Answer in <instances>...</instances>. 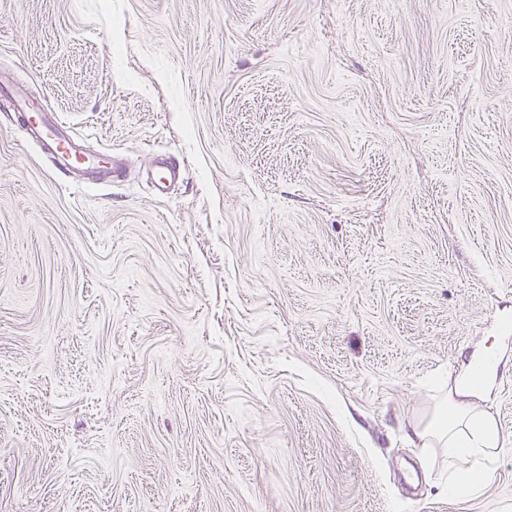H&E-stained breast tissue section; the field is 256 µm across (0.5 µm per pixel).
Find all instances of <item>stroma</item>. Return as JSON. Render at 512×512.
I'll return each mask as SVG.
<instances>
[{
	"mask_svg": "<svg viewBox=\"0 0 512 512\" xmlns=\"http://www.w3.org/2000/svg\"><path fill=\"white\" fill-rule=\"evenodd\" d=\"M0 512H512V0H0ZM182 170L156 196L155 154ZM10 100L14 112L25 116L22 132L40 144L53 167L72 178L79 186L97 184L104 179L121 181L124 170L112 155L91 154L84 139L56 112H49L43 102L27 94L23 86L0 83V97ZM469 397L466 386L448 388L446 407L428 425L413 427V434L423 447L434 439L448 457V468L464 474L476 488L487 480V472L476 465V459L504 448L505 438L494 418L473 410Z\"/></svg>",
	"mask_w": 512,
	"mask_h": 512,
	"instance_id": "obj_1",
	"label": "stroma"
}]
</instances>
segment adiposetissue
<instances>
[{"mask_svg":"<svg viewBox=\"0 0 512 512\" xmlns=\"http://www.w3.org/2000/svg\"><path fill=\"white\" fill-rule=\"evenodd\" d=\"M468 387H450L445 408L425 426H415L413 434L422 443L437 442L448 457V465L464 474L470 486L487 480L476 460L501 450L505 438L499 423L485 413L473 410Z\"/></svg>","mask_w":512,"mask_h":512,"instance_id":"1","label":"adipose tissue"}]
</instances>
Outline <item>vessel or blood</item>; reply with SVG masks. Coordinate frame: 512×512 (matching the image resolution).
Here are the masks:
<instances>
[{
  "label": "vessel or blood",
  "instance_id": "1",
  "mask_svg": "<svg viewBox=\"0 0 512 512\" xmlns=\"http://www.w3.org/2000/svg\"><path fill=\"white\" fill-rule=\"evenodd\" d=\"M9 99L15 112L24 115L23 133L40 144L53 167L85 186L104 179L122 180L124 170L113 156L88 153L83 138L75 134L58 113L48 111L43 102L27 94L23 86L0 83V97Z\"/></svg>",
  "mask_w": 512,
  "mask_h": 512
}]
</instances>
